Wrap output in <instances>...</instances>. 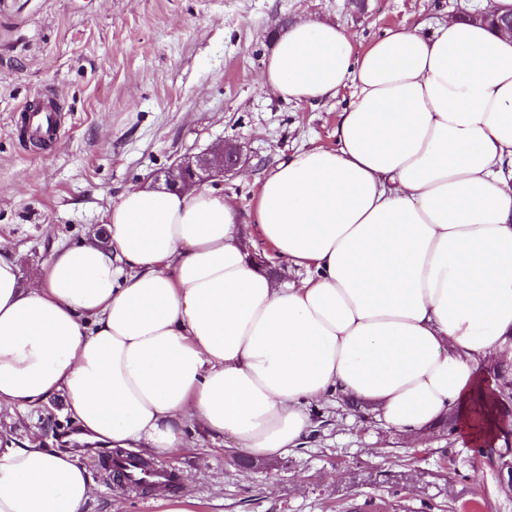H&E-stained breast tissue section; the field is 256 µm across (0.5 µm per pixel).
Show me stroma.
<instances>
[{
	"mask_svg": "<svg viewBox=\"0 0 512 512\" xmlns=\"http://www.w3.org/2000/svg\"><path fill=\"white\" fill-rule=\"evenodd\" d=\"M466 9L462 0H0V245L21 285L55 246L104 238L103 217L127 189L164 190L177 159L232 141L245 158L217 189L238 212L251 252L275 257L253 220L261 180L300 149L334 146L349 90L312 105L265 88L263 63L284 22L340 24L364 50L387 31ZM54 96L60 124L33 148L14 119ZM21 443L79 455L95 484L89 512H160L157 494L118 487L100 443L77 437L62 397L14 412ZM185 448L156 458L180 481L171 498L196 512H512L488 458L437 427L410 442L370 410L328 403L304 445L240 466L196 425Z\"/></svg>",
	"mask_w": 512,
	"mask_h": 512,
	"instance_id": "1",
	"label": "stroma"
}]
</instances>
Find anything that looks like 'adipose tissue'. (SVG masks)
Listing matches in <instances>:
<instances>
[{"label": "adipose tissue", "mask_w": 512, "mask_h": 512, "mask_svg": "<svg viewBox=\"0 0 512 512\" xmlns=\"http://www.w3.org/2000/svg\"><path fill=\"white\" fill-rule=\"evenodd\" d=\"M284 100L351 88L336 144L263 179L255 221L298 278L250 259L206 187L131 188L108 245L54 248L28 287L0 247V410L63 396L88 439L144 455L192 422L227 449L282 456L342 397L391 433L454 416L497 447L487 366L512 347V36L451 16L356 51L291 23L262 72ZM77 455L0 438V512H87Z\"/></svg>", "instance_id": "1"}]
</instances>
